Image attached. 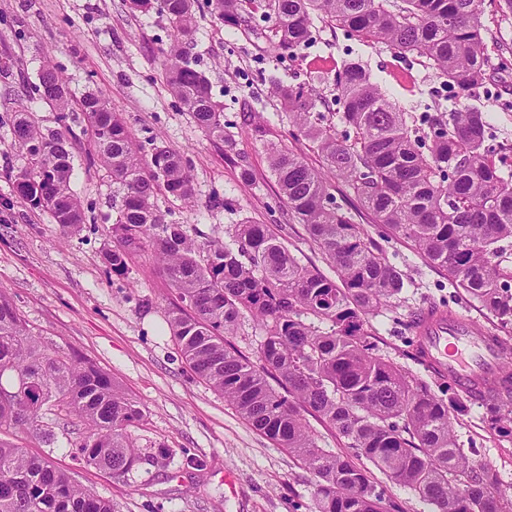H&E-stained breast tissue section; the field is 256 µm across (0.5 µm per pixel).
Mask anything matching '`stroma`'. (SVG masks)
Wrapping results in <instances>:
<instances>
[{
  "instance_id": "obj_1",
  "label": "stroma",
  "mask_w": 512,
  "mask_h": 512,
  "mask_svg": "<svg viewBox=\"0 0 512 512\" xmlns=\"http://www.w3.org/2000/svg\"><path fill=\"white\" fill-rule=\"evenodd\" d=\"M195 17L189 59L205 72L214 101L224 107L229 144L207 136L171 94L160 64L168 43L165 17L132 11L127 0H0V291L45 345L78 352L140 403L146 421L134 435L148 459L120 480L79 464L66 440L72 424L50 416L44 423L55 433L53 443L24 438L20 444L110 500L114 512H315L314 476L182 362L168 324L177 295L154 258L144 253L125 274L106 272L102 255L112 246L116 188L87 168L83 140L73 143L71 181L86 216L79 233L62 235L48 213L15 195L6 177L21 164L11 134L15 115L30 112L41 125L54 126V113L29 96L44 58H51L72 92L96 93L121 113L138 144L165 145L189 159L195 202L186 207L159 200L166 221L219 239L246 220L266 224L302 263L324 271L323 254L280 199L269 168L273 144L301 154L312 167L321 165L307 142L293 137L272 95L273 82L302 84L309 67L335 69L355 59L399 100L408 119L446 115L466 100L423 59L403 61L386 44L366 45L322 28L315 42L291 58L255 32L221 24L208 8L197 7ZM476 104L491 124L502 173L511 176L512 68L492 71ZM249 112L263 113V139L252 137ZM245 166L253 176L247 184L241 179ZM356 221L366 224L361 215ZM366 226L409 282L401 306L369 319L378 331L372 339L377 354L412 368L404 355L407 325L428 304L484 319V311L460 297L444 272L427 267L385 226ZM463 403L467 412L454 421L460 447L474 449L475 463L495 469L499 491L512 496V437L487 429L479 401L467 397ZM160 445L166 456H156ZM228 470L236 475L231 486L224 483Z\"/></svg>"
}]
</instances>
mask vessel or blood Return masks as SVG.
Instances as JSON below:
<instances>
[{
	"label": "vessel or blood",
	"instance_id": "vessel-or-blood-1",
	"mask_svg": "<svg viewBox=\"0 0 512 512\" xmlns=\"http://www.w3.org/2000/svg\"><path fill=\"white\" fill-rule=\"evenodd\" d=\"M412 332L425 362L457 391L473 396L512 386V373L502 369L512 356L498 335L476 318L430 304L417 313Z\"/></svg>",
	"mask_w": 512,
	"mask_h": 512
}]
</instances>
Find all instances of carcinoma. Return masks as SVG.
Wrapping results in <instances>:
<instances>
[{
  "mask_svg": "<svg viewBox=\"0 0 512 512\" xmlns=\"http://www.w3.org/2000/svg\"><path fill=\"white\" fill-rule=\"evenodd\" d=\"M222 22L257 32L290 56L313 41L319 16L371 45L414 54L444 82L470 96L489 79V51L480 0H208ZM196 0H129L157 11L174 39L163 52L168 86L206 134L224 140L223 110L206 77L188 59ZM274 23L258 28L256 21ZM344 134L302 85L274 83L282 112L322 159V168L285 148H269V167L292 216L325 256L334 276L301 263L266 224L233 225L228 240L169 224L158 195L191 203L187 158L155 146L145 153L105 100L73 99L60 67L46 61L33 93L55 113L57 127L20 112L12 125L22 166L13 191L32 210L50 214L62 231L84 223L71 186L73 126L87 143L88 167L103 168L122 189L110 233L106 268L127 271L148 248L183 308L169 324L182 359L224 395L252 427L288 450L316 477L315 512H399L372 480L370 468L413 492L434 512H512L497 492L498 474L475 465L453 430L465 406L432 371L415 375L374 353L368 318L395 307L405 288L402 270L377 248L331 192L345 183L374 224L411 243L431 267L446 272L497 324L512 333V266L501 243L512 240V179L500 175L485 112L466 106L448 118L407 124L400 104L355 60L336 70ZM261 332L259 364L231 345L245 318ZM485 423L512 435V388L485 399ZM333 426L352 455L318 445L301 409ZM76 419L83 431L68 439L87 466L126 476L142 461L131 428L144 411L111 376L77 353L49 352L0 293V512H114L112 502L75 483L67 471L7 438L26 429L48 441L46 415ZM364 459L371 467L359 463Z\"/></svg>",
  "mask_w": 512,
  "mask_h": 512,
  "instance_id": "1",
  "label": "carcinoma"
}]
</instances>
